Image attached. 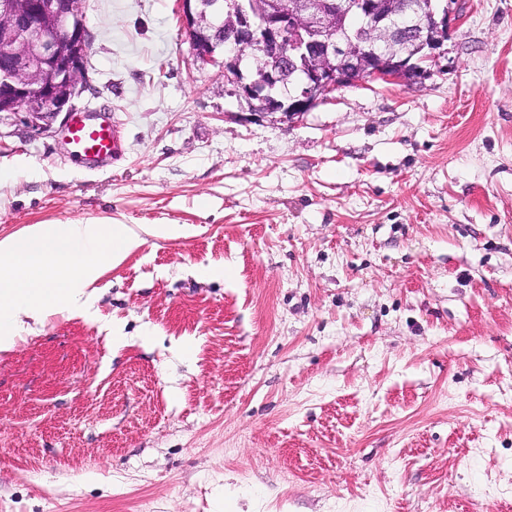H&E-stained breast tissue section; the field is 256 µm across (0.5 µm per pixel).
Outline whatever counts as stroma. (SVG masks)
<instances>
[{"instance_id":"obj_1","label":"stroma","mask_w":512,"mask_h":512,"mask_svg":"<svg viewBox=\"0 0 512 512\" xmlns=\"http://www.w3.org/2000/svg\"><path fill=\"white\" fill-rule=\"evenodd\" d=\"M417 83L246 121L176 0H84L120 157L0 120V237L179 224L0 353V512L512 505V0H439ZM220 266V279L198 268ZM120 324L127 346L112 347ZM156 329L159 339H141Z\"/></svg>"}]
</instances>
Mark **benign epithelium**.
<instances>
[{
    "label": "benign epithelium",
    "mask_w": 512,
    "mask_h": 512,
    "mask_svg": "<svg viewBox=\"0 0 512 512\" xmlns=\"http://www.w3.org/2000/svg\"><path fill=\"white\" fill-rule=\"evenodd\" d=\"M193 63L224 56V77L251 102L247 120L292 121L336 91L367 78L411 83L426 76L449 30L432 0H179ZM363 19L355 37L338 23ZM91 35L83 0H0V115L20 117L32 136L67 121L92 85ZM260 55L251 78L246 54Z\"/></svg>",
    "instance_id": "benign-epithelium-1"
}]
</instances>
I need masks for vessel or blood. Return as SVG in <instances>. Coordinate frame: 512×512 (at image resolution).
<instances>
[{"mask_svg": "<svg viewBox=\"0 0 512 512\" xmlns=\"http://www.w3.org/2000/svg\"><path fill=\"white\" fill-rule=\"evenodd\" d=\"M66 141L74 160L88 168L116 159L122 150L115 125L103 112L96 116L85 112L71 113L66 126Z\"/></svg>", "mask_w": 512, "mask_h": 512, "instance_id": "b4317fda", "label": "vessel or blood"}]
</instances>
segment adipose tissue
Here are the masks:
<instances>
[{
    "label": "adipose tissue",
    "instance_id": "obj_1",
    "mask_svg": "<svg viewBox=\"0 0 512 512\" xmlns=\"http://www.w3.org/2000/svg\"><path fill=\"white\" fill-rule=\"evenodd\" d=\"M178 224L139 228L111 219L31 224L0 238V353L11 351L26 319L90 313L96 284L146 237L181 236Z\"/></svg>",
    "mask_w": 512,
    "mask_h": 512
}]
</instances>
